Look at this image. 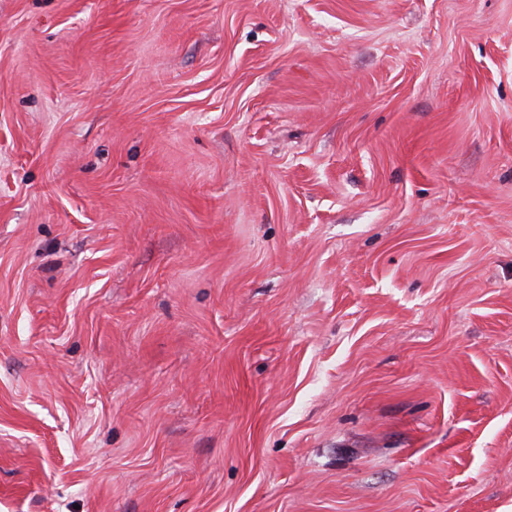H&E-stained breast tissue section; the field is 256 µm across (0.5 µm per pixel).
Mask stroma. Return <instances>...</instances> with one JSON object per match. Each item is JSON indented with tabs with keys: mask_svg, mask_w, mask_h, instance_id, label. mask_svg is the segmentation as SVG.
Wrapping results in <instances>:
<instances>
[{
	"mask_svg": "<svg viewBox=\"0 0 512 512\" xmlns=\"http://www.w3.org/2000/svg\"><path fill=\"white\" fill-rule=\"evenodd\" d=\"M0 512H512V0H0Z\"/></svg>",
	"mask_w": 512,
	"mask_h": 512,
	"instance_id": "stroma-1",
	"label": "stroma"
}]
</instances>
